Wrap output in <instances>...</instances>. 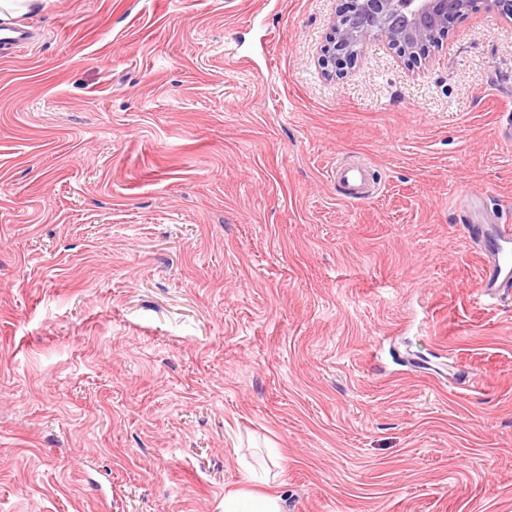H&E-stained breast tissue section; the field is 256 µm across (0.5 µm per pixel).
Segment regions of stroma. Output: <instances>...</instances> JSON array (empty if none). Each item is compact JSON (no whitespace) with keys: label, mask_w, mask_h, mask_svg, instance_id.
<instances>
[{"label":"stroma","mask_w":512,"mask_h":512,"mask_svg":"<svg viewBox=\"0 0 512 512\" xmlns=\"http://www.w3.org/2000/svg\"><path fill=\"white\" fill-rule=\"evenodd\" d=\"M336 0H50L0 53V512H512V22L326 78ZM366 155L372 199L332 173ZM469 192L462 207L449 197ZM461 219L470 241L489 256L482 271L479 296L484 300L502 301L512 295V225L499 218L485 220L488 224ZM466 222V223H465ZM224 512H283L278 496L234 492L224 496Z\"/></svg>","instance_id":"35a3bbf8"}]
</instances>
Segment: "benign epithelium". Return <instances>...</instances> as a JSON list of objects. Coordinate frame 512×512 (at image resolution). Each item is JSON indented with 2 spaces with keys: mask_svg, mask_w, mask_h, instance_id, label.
I'll use <instances>...</instances> for the list:
<instances>
[{
  "mask_svg": "<svg viewBox=\"0 0 512 512\" xmlns=\"http://www.w3.org/2000/svg\"><path fill=\"white\" fill-rule=\"evenodd\" d=\"M481 13L511 20L512 0H339L321 48L323 74H344L373 41L420 62L438 33L448 32L465 14Z\"/></svg>",
  "mask_w": 512,
  "mask_h": 512,
  "instance_id": "7a95c632",
  "label": "benign epithelium"
}]
</instances>
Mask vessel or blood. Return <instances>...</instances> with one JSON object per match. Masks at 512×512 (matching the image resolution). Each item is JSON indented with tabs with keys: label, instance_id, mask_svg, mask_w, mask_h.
Here are the masks:
<instances>
[{
	"label": "vessel or blood",
	"instance_id": "b4317fda",
	"mask_svg": "<svg viewBox=\"0 0 512 512\" xmlns=\"http://www.w3.org/2000/svg\"><path fill=\"white\" fill-rule=\"evenodd\" d=\"M368 168L355 160L337 168L336 178L349 189L348 200L358 202L369 194ZM470 241L489 257L482 271V286L478 293L486 300L500 301L512 295V224L499 219L488 223H465Z\"/></svg>",
	"mask_w": 512,
	"mask_h": 512
}]
</instances>
